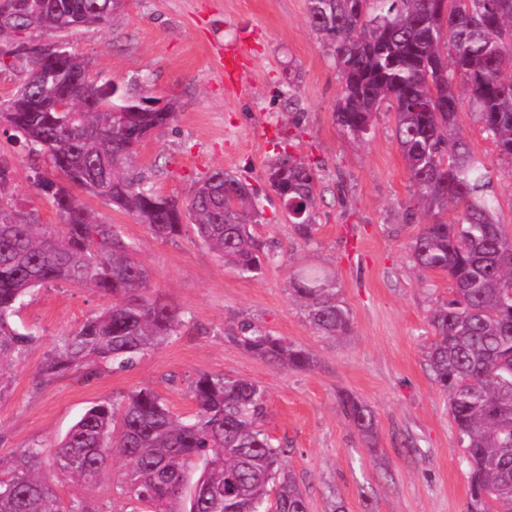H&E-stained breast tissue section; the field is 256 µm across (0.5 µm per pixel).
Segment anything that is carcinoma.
Returning a JSON list of instances; mask_svg holds the SVG:
<instances>
[{
    "label": "carcinoma",
    "mask_w": 512,
    "mask_h": 512,
    "mask_svg": "<svg viewBox=\"0 0 512 512\" xmlns=\"http://www.w3.org/2000/svg\"><path fill=\"white\" fill-rule=\"evenodd\" d=\"M124 0H0V36L38 31L61 35L103 26ZM307 21L336 62L343 85L334 116L356 138L370 134L380 105L394 110L395 135L428 217L411 244L421 272L448 273L451 298L435 310L426 358L448 394L468 467V512H512V225L495 219L491 177L457 126L460 93L468 95L483 132L512 163V0H308ZM11 56L29 68L26 80L0 104V126L36 160L33 187L51 197L64 223L58 232L32 214L0 203V397L10 370L38 341L13 323L24 298L39 286L65 282L112 297L49 351L38 374L52 380L82 363L134 365L184 326V312L149 296L150 274L112 224H98L74 191L100 197L160 239L190 223L222 263L256 277L274 255L249 231L260 216L255 191L215 169L185 202L164 196L134 174L142 141L169 125L173 104L147 84L83 82L89 67L65 48L38 42ZM68 95L76 112H55ZM280 199L303 212L288 216L305 241L315 230L320 175L283 151L267 169ZM289 289L322 336L351 332L333 273L304 268ZM280 366L304 369L309 353L248 323L234 336ZM196 411L175 416L150 387L118 405L90 406L57 446L60 474L92 488L114 450L126 458L120 495L130 512H265L274 496L280 512H308L305 495L261 429L266 394L256 383L201 373L190 384ZM346 418L367 437L376 420L367 405L340 397ZM42 452L19 450L11 477L0 480V512H94L90 500L63 505L40 473Z\"/></svg>",
    "instance_id": "obj_1"
}]
</instances>
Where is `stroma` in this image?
Wrapping results in <instances>:
<instances>
[{
    "label": "stroma",
    "mask_w": 512,
    "mask_h": 512,
    "mask_svg": "<svg viewBox=\"0 0 512 512\" xmlns=\"http://www.w3.org/2000/svg\"><path fill=\"white\" fill-rule=\"evenodd\" d=\"M307 0H126L102 27L69 33L74 52L94 72L126 85L147 80L153 96L173 101L174 121L139 146L135 172L163 195L187 201L198 180L221 168L245 179L264 209L251 226L275 259L249 278L222 265L192 226L172 239L107 202L81 195L97 223L118 227L152 276V295L178 306L187 323L178 336L118 371L96 365L93 377L75 369L50 381L37 376L44 356L110 300L67 283L26 297L18 326L39 341L0 400V459L39 445L43 473L62 501L86 498L106 508L124 504L118 485L126 470L113 453L101 482L86 489L52 467L56 447L94 403L121 402L150 387L170 410L187 418L200 373L250 379L266 392L261 427L283 449L308 501V512H467L468 473L457 444L448 397L425 361L433 340L429 319L449 296L446 274L422 273L410 249L425 221L411 206L413 187L396 141L393 112L381 105L373 133L359 142L334 116L342 76L307 22ZM243 51L242 74H221L225 50ZM295 102H288L286 89ZM459 127L487 168L496 217L512 224V164L501 160L468 102ZM321 168L316 231L303 242L266 178L280 148ZM0 160L11 170L8 195L38 223L58 229L53 201L31 185L26 150L0 132ZM332 271L353 332L328 338L313 330L290 294L301 267ZM309 351L308 370L277 366L227 338L241 324ZM369 405L377 423L366 440L341 414L339 393Z\"/></svg>",
    "instance_id": "1"
}]
</instances>
